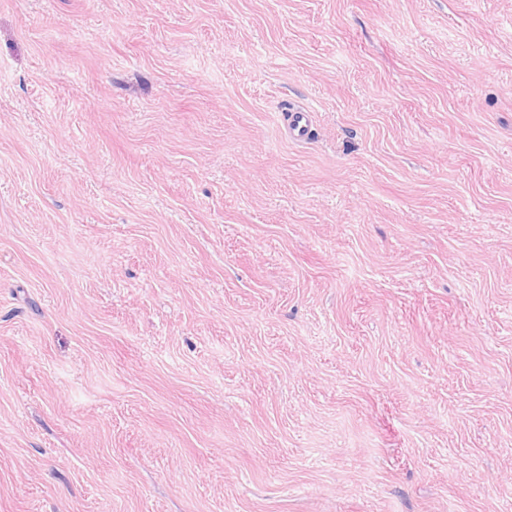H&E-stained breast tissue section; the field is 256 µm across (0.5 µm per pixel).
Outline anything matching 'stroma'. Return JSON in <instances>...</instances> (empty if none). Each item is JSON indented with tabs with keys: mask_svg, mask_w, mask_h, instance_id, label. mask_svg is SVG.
Returning <instances> with one entry per match:
<instances>
[{
	"mask_svg": "<svg viewBox=\"0 0 512 512\" xmlns=\"http://www.w3.org/2000/svg\"><path fill=\"white\" fill-rule=\"evenodd\" d=\"M0 512H512V0H0Z\"/></svg>",
	"mask_w": 512,
	"mask_h": 512,
	"instance_id": "35a3bbf8",
	"label": "stroma"
}]
</instances>
